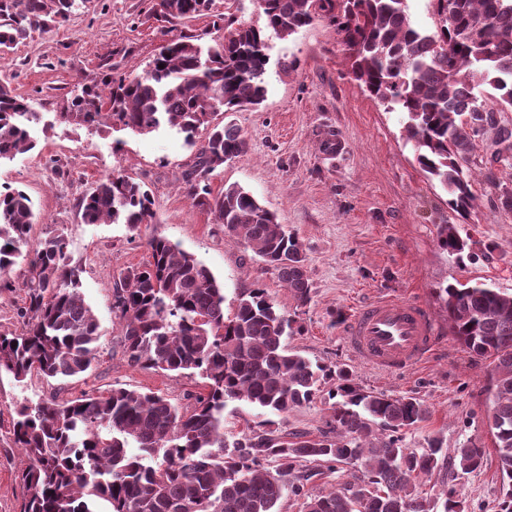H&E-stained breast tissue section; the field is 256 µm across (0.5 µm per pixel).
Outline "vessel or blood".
I'll return each mask as SVG.
<instances>
[{
    "label": "vessel or blood",
    "mask_w": 512,
    "mask_h": 512,
    "mask_svg": "<svg viewBox=\"0 0 512 512\" xmlns=\"http://www.w3.org/2000/svg\"><path fill=\"white\" fill-rule=\"evenodd\" d=\"M343 334L356 359L387 373L425 363L437 346L429 311L401 299L384 298L358 307L344 324Z\"/></svg>",
    "instance_id": "vessel-or-blood-1"
}]
</instances>
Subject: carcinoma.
I'll list each match as a JSON object with an SVG mask.
<instances>
[{"mask_svg": "<svg viewBox=\"0 0 512 512\" xmlns=\"http://www.w3.org/2000/svg\"><path fill=\"white\" fill-rule=\"evenodd\" d=\"M83 0H0V55L66 21ZM431 27L413 24L408 0H260L263 24L224 17V38H171L141 75L83 85L61 121L88 128L184 134L194 148L183 180L195 205L214 215L224 233L274 269L296 306L312 299L306 255L298 238L251 192L237 185L212 195L208 176L245 155L249 142L233 124L212 123L214 111L234 112L264 101L267 32L290 37L322 19L333 26L354 80L390 111L404 114V134L419 167L463 214L474 206L476 142H485L480 175L502 209L512 210V166L493 138L512 142V0H427ZM209 0H156L154 14L174 25L207 10ZM39 120L28 100L0 83V161L35 148L27 129ZM206 138L196 141L200 127ZM154 201L129 176L111 172L78 199L86 224H123L136 233L154 222ZM33 202L26 192L0 190V293L15 288L12 267L26 265V301L16 315L21 333L0 334V376L78 378L97 361L99 325L80 292L70 242L56 234L30 246ZM441 249L463 256L469 243L453 224L438 231ZM149 260L113 279L128 364L156 372L198 375L204 391L183 409L152 391L114 386L16 409L13 439L29 464L20 512H281L284 499L300 512H465L450 486L436 495L420 478L448 459L444 436L427 447L404 445V434L427 419L414 397L361 388L345 366H323L286 348L294 320L263 288L240 293L224 313V288L208 266L161 236L147 241ZM454 340L492 360L489 427L502 482L512 487V294L483 283L436 289ZM330 401L327 429L317 436L268 428L315 399ZM238 402L258 421L233 439L224 412ZM482 448L453 450L455 468L480 470ZM348 472L342 484L314 492L321 475Z\"/></svg>", "mask_w": 512, "mask_h": 512, "instance_id": "obj_1", "label": "carcinoma"}]
</instances>
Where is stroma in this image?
<instances>
[{"label":"stroma","mask_w":512,"mask_h":512,"mask_svg":"<svg viewBox=\"0 0 512 512\" xmlns=\"http://www.w3.org/2000/svg\"><path fill=\"white\" fill-rule=\"evenodd\" d=\"M154 3L85 0L63 25L32 33L0 57V83L29 98L41 115L31 131L35 149L0 163V186L23 189L33 200L32 242L60 233L68 237L73 259L83 269L81 292L101 334L92 371L66 386L36 378L25 384L0 379V512H20L24 497L19 476L28 459L12 436L14 411L21 403L123 386L160 392L186 407L192 394L201 392L200 377L129 366L118 344L111 283L121 270L148 261L146 242L154 235L212 270L224 288L225 314H232L241 292L263 288L299 326L287 340L289 349L323 365L350 366L365 390L419 399L429 414L406 434V447H426L439 432L449 448H483V468L453 472L451 482L462 493L466 512H496L506 488L486 419L492 365L452 339L436 290L479 282L512 293V211L497 208L480 179L473 184L477 200L468 214L449 207L447 193L418 167L401 135L403 114L388 111L351 78L327 22L315 21L286 39L270 36L264 102L216 115L246 135L249 151L226 162L209 187L216 195L228 185L243 186L297 235L313 299L296 309L277 273L231 241L213 214L193 203L182 179L193 153L182 134L162 129L140 136L58 120L74 84L146 69L163 42ZM228 12L242 22L262 20L259 0H213L209 11L180 28L209 30ZM330 132L344 140L341 153H323L321 142ZM117 171L144 184L154 199L155 221L142 226L136 238L122 224L83 223L76 208L89 186ZM442 224L456 225L462 237L471 239L473 258L462 260L439 247ZM388 297L422 304L438 330L433 357L402 374L356 362L339 334L358 306Z\"/></svg>","instance_id":"35a3bbf8"}]
</instances>
